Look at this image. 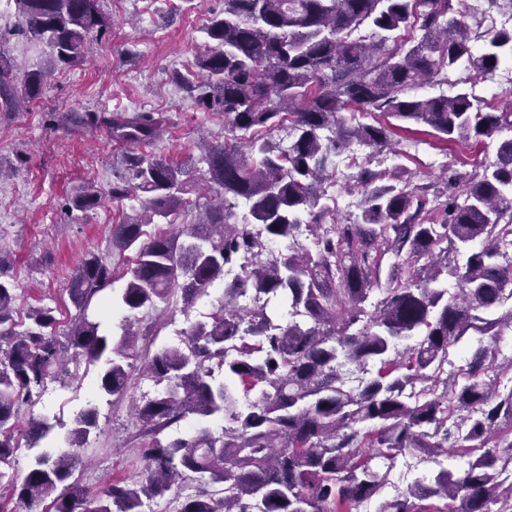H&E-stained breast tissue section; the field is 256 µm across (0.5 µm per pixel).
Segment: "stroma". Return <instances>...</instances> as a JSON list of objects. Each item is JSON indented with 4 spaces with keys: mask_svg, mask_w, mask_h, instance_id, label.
I'll return each mask as SVG.
<instances>
[{
    "mask_svg": "<svg viewBox=\"0 0 512 512\" xmlns=\"http://www.w3.org/2000/svg\"><path fill=\"white\" fill-rule=\"evenodd\" d=\"M101 7L111 16L112 28L93 38L90 57L74 66L51 65L44 44L15 36L17 16L0 21L6 35L0 51L22 69L48 73L40 98L28 110L0 112V166L10 170L0 179V279L16 288V320H24L30 307L47 305L61 333L76 313L66 288L78 264L96 256L120 272L136 258L135 249L119 253L112 247V231L131 215L130 202L107 199L80 211L72 204L75 195L91 183L111 186L131 153L187 166L200 157L202 141L224 140L223 116L204 111L173 80L181 59H195L202 51L204 25L223 11L224 0H101ZM143 100L154 101L161 136L137 147L115 141L107 118L132 112ZM400 149L401 157H388L384 171L402 164L405 178L419 184L438 182L451 170L471 173L495 154L491 147L438 145L424 134L402 141ZM219 306L205 297L186 314L176 296L158 309L142 311L131 353L141 357L175 344L174 329ZM69 369L81 375V382L50 384L39 400L22 407V420L50 409L66 422L75 407L94 399L98 429L76 478L93 491L116 479L137 480L145 466L146 441L131 417V404L154 390L153 380L135 370L127 397L120 399L94 394L97 367L81 361Z\"/></svg>",
    "mask_w": 512,
    "mask_h": 512,
    "instance_id": "1",
    "label": "stroma"
}]
</instances>
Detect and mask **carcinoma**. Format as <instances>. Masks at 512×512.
<instances>
[{"label": "carcinoma", "instance_id": "1", "mask_svg": "<svg viewBox=\"0 0 512 512\" xmlns=\"http://www.w3.org/2000/svg\"><path fill=\"white\" fill-rule=\"evenodd\" d=\"M484 4V15H512V0ZM14 8L16 32L67 66L84 62L90 36L112 24L100 0ZM206 35L214 45L196 59L201 81L174 79L202 109L224 114V143L199 158L217 200L196 223L143 243L122 288L101 260L84 259L67 285L76 315L63 338L51 307L16 321L15 288L0 281V464L19 450L20 407L68 362L98 366V391L123 396L126 337L141 311L177 293L191 306L232 272L224 304L146 361L164 390L133 407L148 437L137 482L95 494L69 482L98 428L88 402L50 455L40 441L65 423L29 420L36 452L24 477L0 470V489L16 500L10 509L0 499V512H30L49 496L50 512H142L197 478L202 487L178 512H358L386 481L373 460L390 469L411 449L452 458L466 446L480 454L460 476L443 468L419 477L378 512H512V483L500 481L512 468V390H499L497 377L512 362L498 365L496 343L480 340L512 332V264L499 262L512 236V111H486L464 87L419 93L452 71L483 77L512 63V28H482L465 0H224ZM45 77L19 73L0 54V110L37 98ZM353 110L375 123L349 125ZM107 122L113 138L134 145L160 131L146 110ZM410 125L444 145L495 141V156L442 186L404 180L399 166L379 185L364 167L352 176L359 213L322 223L334 158L355 142L387 147ZM184 175L164 158L129 157L107 194L138 201L146 220L116 225L112 245L129 249L154 218L184 208ZM101 199L90 190L73 203L86 211ZM304 230L309 246L297 240ZM273 245L284 249L270 259ZM101 294L120 315L117 343L91 311ZM466 338L477 346L450 376L449 349ZM351 366L369 378L348 385Z\"/></svg>", "mask_w": 512, "mask_h": 512}]
</instances>
